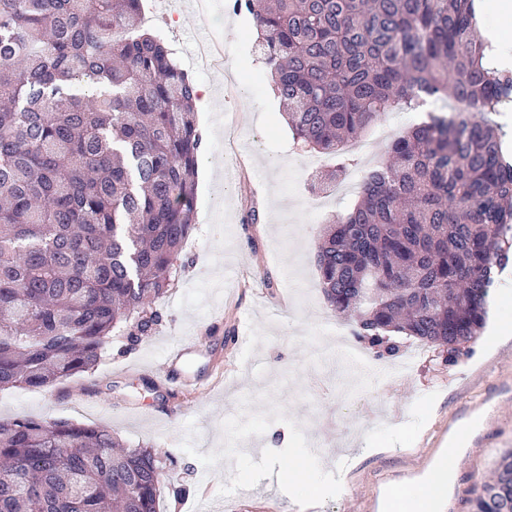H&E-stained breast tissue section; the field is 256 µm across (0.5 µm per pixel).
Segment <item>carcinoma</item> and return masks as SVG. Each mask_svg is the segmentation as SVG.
I'll return each instance as SVG.
<instances>
[{
	"label": "carcinoma",
	"mask_w": 512,
	"mask_h": 512,
	"mask_svg": "<svg viewBox=\"0 0 512 512\" xmlns=\"http://www.w3.org/2000/svg\"><path fill=\"white\" fill-rule=\"evenodd\" d=\"M297 145L342 146L425 96L454 103L388 144L318 245L323 293L386 334L446 348L484 327L512 254V161L498 123L512 70L489 61L476 0H230ZM142 0H0V390L93 369L146 335L195 230L204 148L195 82ZM166 462L69 419L0 421V512H158ZM512 510V449L472 512Z\"/></svg>",
	"instance_id": "carcinoma-1"
}]
</instances>
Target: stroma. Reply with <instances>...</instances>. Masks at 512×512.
Masks as SVG:
<instances>
[{"label": "stroma", "mask_w": 512, "mask_h": 512, "mask_svg": "<svg viewBox=\"0 0 512 512\" xmlns=\"http://www.w3.org/2000/svg\"><path fill=\"white\" fill-rule=\"evenodd\" d=\"M143 2L182 67L202 34H220L231 56L229 67L195 77L213 97L196 105L207 146L185 265L156 302L150 335L113 337L93 371L53 387L1 391L0 419L95 422L127 444L153 445L175 461L161 512H368L422 476V452L452 445L443 512H470L512 448V263L487 298L483 337L451 356L401 336L397 355L377 356L327 303L316 262L324 225L357 197L319 189L331 161L297 147L250 17L227 0L205 13L192 0ZM418 121L411 110L382 115L350 173L363 175ZM178 345L189 351L177 365L184 380L172 385L164 362ZM286 459L310 467L315 499L277 485Z\"/></svg>", "instance_id": "stroma-1"}]
</instances>
